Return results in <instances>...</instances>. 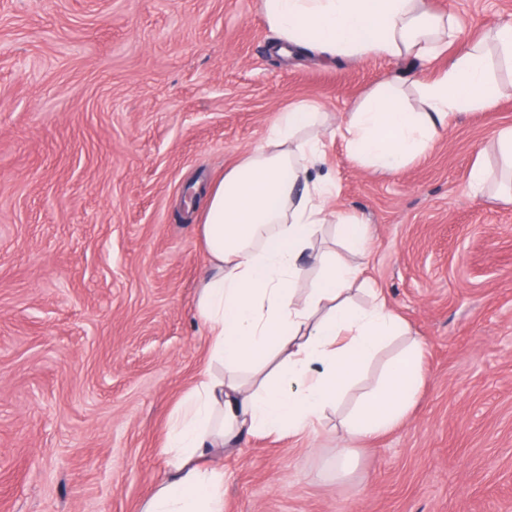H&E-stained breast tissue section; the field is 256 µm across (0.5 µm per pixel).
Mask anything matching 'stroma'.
Wrapping results in <instances>:
<instances>
[{"instance_id": "1", "label": "stroma", "mask_w": 512, "mask_h": 512, "mask_svg": "<svg viewBox=\"0 0 512 512\" xmlns=\"http://www.w3.org/2000/svg\"><path fill=\"white\" fill-rule=\"evenodd\" d=\"M430 6L455 17L443 56L331 61L276 54L260 0H0V512H139L210 361L202 205L185 192L289 104L341 124L395 76L419 108L414 80L465 41L506 89L495 106L450 118L392 175L325 141L331 207L371 236L362 277L423 348L408 415L348 439L349 394L317 431L249 436L210 464L224 512H512V173L495 143L512 128V58L490 38L512 0Z\"/></svg>"}]
</instances>
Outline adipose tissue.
Segmentation results:
<instances>
[{"instance_id":"obj_1","label":"adipose tissue","mask_w":512,"mask_h":512,"mask_svg":"<svg viewBox=\"0 0 512 512\" xmlns=\"http://www.w3.org/2000/svg\"><path fill=\"white\" fill-rule=\"evenodd\" d=\"M262 16L278 53L314 50L328 59H423L455 32L451 15L431 14L425 0H262ZM416 87L422 111L408 109L400 81L389 78L337 128L355 163L397 173L434 145L451 116L490 107L505 92L476 45ZM325 130L318 104L288 107L204 192L200 240L208 267L197 316L224 375L203 372L174 416L167 470L142 512H224V474L206 466L207 457L248 436L291 438L314 429L382 345L407 332L379 293L365 306L350 300L361 275L353 258L366 252L369 236L359 220L329 209L335 184L310 174L324 156ZM330 221L346 251L316 255L320 274L305 282L306 254ZM424 380L415 341L343 417L346 437L397 427Z\"/></svg>"}]
</instances>
